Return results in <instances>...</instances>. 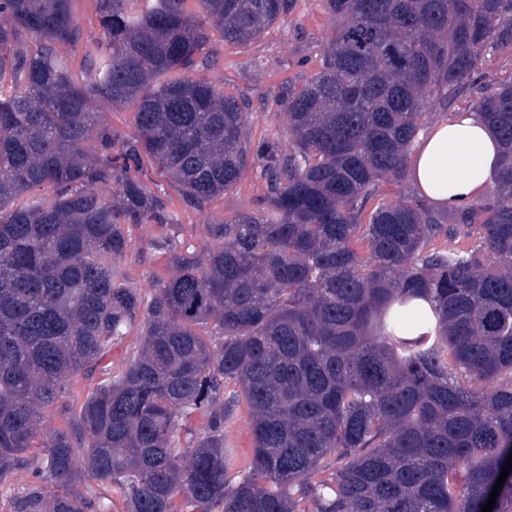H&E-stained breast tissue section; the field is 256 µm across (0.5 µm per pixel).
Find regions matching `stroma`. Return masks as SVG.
Here are the masks:
<instances>
[{"mask_svg":"<svg viewBox=\"0 0 512 512\" xmlns=\"http://www.w3.org/2000/svg\"><path fill=\"white\" fill-rule=\"evenodd\" d=\"M333 29L325 0H295L291 12L253 44L229 45L221 36H214L218 57L214 64L196 71L195 76L247 102L245 131L251 140L276 137L287 141L286 112L271 107L270 99L283 81L301 85L318 70ZM509 76H512V47H494L483 66L481 82L461 98V105H470L482 92ZM264 192L258 167L250 165L211 209L203 212L174 210V222L180 226L184 247L198 255L206 254L212 245L208 225L255 209ZM169 233L170 228L165 224H133L126 232L128 246L117 262L143 291H150L159 279L175 271L168 255L157 248ZM224 443L232 454L236 470L248 468L253 455V438L246 405L235 407L225 421Z\"/></svg>","mask_w":512,"mask_h":512,"instance_id":"1","label":"stroma"}]
</instances>
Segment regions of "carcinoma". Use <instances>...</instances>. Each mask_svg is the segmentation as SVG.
I'll return each mask as SVG.
<instances>
[{"mask_svg":"<svg viewBox=\"0 0 512 512\" xmlns=\"http://www.w3.org/2000/svg\"><path fill=\"white\" fill-rule=\"evenodd\" d=\"M325 2L320 70L274 94L285 147L250 141L248 104L192 73L212 31L247 45L293 0H97L87 82L72 0H0V483L18 466L51 481L12 512H109V494L124 512H482L512 451V78L472 104L503 142L492 201L435 211L403 186L432 100L512 43V0ZM250 162L258 208L207 225L203 258L172 231L176 274L150 294L103 260L126 226L173 223L146 165L203 212ZM452 233L459 247L436 246ZM421 293L438 324L401 336L393 307ZM134 326L139 352L70 402ZM241 402L254 453L233 475L224 419ZM53 406L66 424L40 438ZM194 411L206 432L182 444ZM77 473L105 493L72 488ZM492 512H512V471Z\"/></svg>","mask_w":512,"mask_h":512,"instance_id":"cac0c4a2","label":"carcinoma"}]
</instances>
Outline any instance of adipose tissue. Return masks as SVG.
I'll use <instances>...</instances> for the list:
<instances>
[{"label": "adipose tissue", "instance_id": "obj_1", "mask_svg": "<svg viewBox=\"0 0 512 512\" xmlns=\"http://www.w3.org/2000/svg\"><path fill=\"white\" fill-rule=\"evenodd\" d=\"M502 145L476 109L459 107L416 137L410 185L435 210H460L489 198L499 184Z\"/></svg>", "mask_w": 512, "mask_h": 512}]
</instances>
